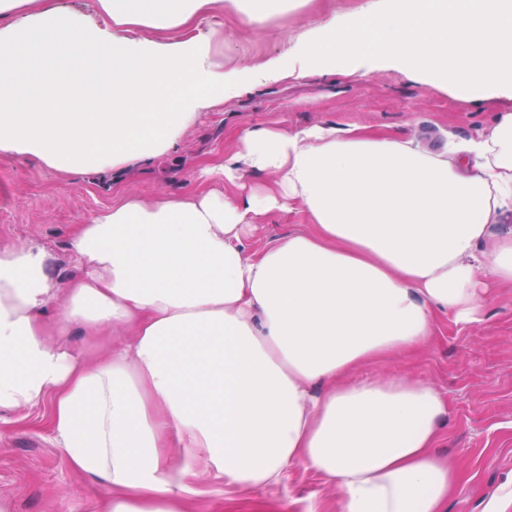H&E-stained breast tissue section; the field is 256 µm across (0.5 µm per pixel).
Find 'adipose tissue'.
Instances as JSON below:
<instances>
[{
	"mask_svg": "<svg viewBox=\"0 0 512 512\" xmlns=\"http://www.w3.org/2000/svg\"><path fill=\"white\" fill-rule=\"evenodd\" d=\"M282 2L96 0L83 17L0 0V152L66 172L147 165L240 89L310 72L396 66L512 97V0H367L230 70L217 30L195 31L225 8L260 20ZM246 172L268 180L225 191ZM193 180L97 210L73 238L67 287L44 251L0 245V407L51 403L69 464L112 490L103 512H186L200 464L244 492L306 467L335 488L336 512H445L460 473L435 450L440 394L354 373L417 349L438 314L477 322L512 288V112L437 150L269 126ZM295 206L309 231L247 247ZM102 330L110 354L81 363L74 336Z\"/></svg>",
	"mask_w": 512,
	"mask_h": 512,
	"instance_id": "obj_1",
	"label": "adipose tissue"
}]
</instances>
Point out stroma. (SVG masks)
Segmentation results:
<instances>
[{"label": "stroma", "mask_w": 512, "mask_h": 512, "mask_svg": "<svg viewBox=\"0 0 512 512\" xmlns=\"http://www.w3.org/2000/svg\"><path fill=\"white\" fill-rule=\"evenodd\" d=\"M363 0H286L261 23L249 24L232 9L217 23L225 68L278 55L289 38L314 29L318 20L349 17ZM506 98L464 99L421 83L402 70L367 76H309L269 82L229 98L219 112L202 113L179 146L149 166L103 176L65 173L35 158L0 154V242L40 248L54 263L60 283L72 274L71 240L77 228L117 195H176L193 185L197 166L223 159L238 134L268 126L297 131L317 124L363 126L441 146L447 136L471 139L487 133ZM303 211L271 212L248 239L257 249L306 230ZM406 374L430 381L446 404L437 448L462 472L446 512H486L500 486L512 482V289L502 290L479 322L459 324L438 316L420 350L361 370V378ZM51 405L0 409V499L11 512H101L108 487L75 472L51 427ZM190 512H334L336 491L298 467L255 494L201 475Z\"/></svg>", "instance_id": "35a3bbf8"}]
</instances>
